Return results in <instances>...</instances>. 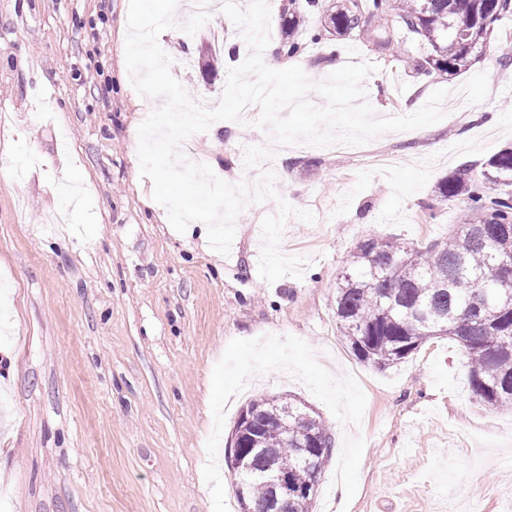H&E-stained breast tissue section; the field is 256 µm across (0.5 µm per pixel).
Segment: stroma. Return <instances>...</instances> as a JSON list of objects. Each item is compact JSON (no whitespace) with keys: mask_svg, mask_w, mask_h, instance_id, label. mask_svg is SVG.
Wrapping results in <instances>:
<instances>
[{"mask_svg":"<svg viewBox=\"0 0 512 512\" xmlns=\"http://www.w3.org/2000/svg\"><path fill=\"white\" fill-rule=\"evenodd\" d=\"M282 0H269V68L321 82L365 62L376 116L417 111L447 90L441 119L343 152L284 153L252 118L190 136L221 179L313 213L279 248L302 277L258 272L261 222L248 203L229 255L202 222L169 223L141 177L138 128L156 101L125 62L129 0H0V512H238L224 454L240 412L294 396L335 448L312 512H512V411L476 403L458 344L434 337L380 371L357 359L333 308L355 245L394 236L423 249L462 215L436 187L512 144V68L487 51L455 76L420 79L395 46L357 35L276 56ZM159 42L193 100L216 105L229 69L203 75L197 48L240 29L214 5L180 12ZM389 149L383 171L366 153ZM316 166H308V159ZM346 495H339L338 486Z\"/></svg>","mask_w":512,"mask_h":512,"instance_id":"35a3bbf8","label":"stroma"}]
</instances>
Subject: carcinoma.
I'll return each mask as SVG.
<instances>
[{
  "mask_svg": "<svg viewBox=\"0 0 512 512\" xmlns=\"http://www.w3.org/2000/svg\"><path fill=\"white\" fill-rule=\"evenodd\" d=\"M320 0H286L281 8V58L302 54L323 36L374 33L379 42L429 45L406 64L419 75L454 76L512 19V0H340L318 31H307ZM499 193H488L490 186ZM512 147L479 166L464 163L437 185L448 202L462 201L461 224L422 251L401 238L358 242L336 283L334 308L342 338L355 356L379 369L394 367L426 340L446 336L467 359L472 397L512 410ZM243 452L250 470L233 475L252 512H311L318 489L279 495L265 481L271 468L307 477L305 463L326 465L334 439L310 407L260 397L246 407ZM261 451H251L253 438Z\"/></svg>",
  "mask_w": 512,
  "mask_h": 512,
  "instance_id": "obj_1",
  "label": "carcinoma"
}]
</instances>
